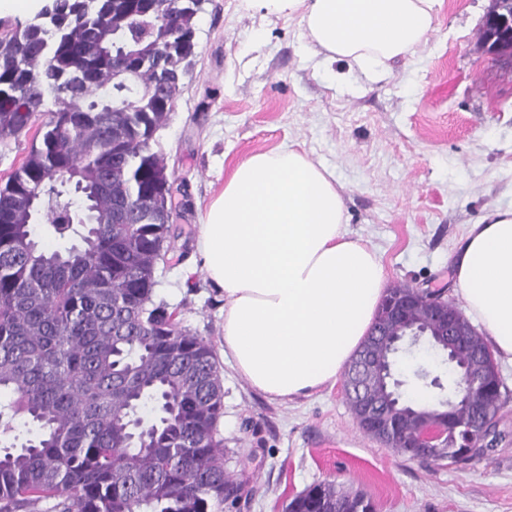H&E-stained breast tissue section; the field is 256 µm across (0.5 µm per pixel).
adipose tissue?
I'll list each match as a JSON object with an SVG mask.
<instances>
[{
	"label": "adipose tissue",
	"mask_w": 512,
	"mask_h": 512,
	"mask_svg": "<svg viewBox=\"0 0 512 512\" xmlns=\"http://www.w3.org/2000/svg\"><path fill=\"white\" fill-rule=\"evenodd\" d=\"M266 5L301 12L326 60L377 75L426 38L440 0ZM197 251L224 298V356L272 401L334 385L386 294L381 259L345 229L334 175L290 146L233 167L199 226ZM450 262L467 315L512 364V209L469 225Z\"/></svg>",
	"instance_id": "1"
}]
</instances>
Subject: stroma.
<instances>
[{
	"mask_svg": "<svg viewBox=\"0 0 512 512\" xmlns=\"http://www.w3.org/2000/svg\"><path fill=\"white\" fill-rule=\"evenodd\" d=\"M491 7L443 0L426 42L371 77L315 53L300 15L205 0L193 66L157 135L175 239L155 294L220 359L228 470L248 489L238 512H282L323 482L366 493L377 512H512V395L496 447L457 466L364 434L341 386L270 401L224 360V299L196 253L206 208L232 168L290 145L334 174L346 230L378 253L389 284L454 299L450 254L468 224L512 208V64L482 46Z\"/></svg>",
	"mask_w": 512,
	"mask_h": 512,
	"instance_id": "35a3bbf8",
	"label": "stroma"
}]
</instances>
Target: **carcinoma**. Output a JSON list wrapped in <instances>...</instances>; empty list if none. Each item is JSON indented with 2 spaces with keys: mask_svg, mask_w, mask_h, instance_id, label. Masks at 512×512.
<instances>
[{
  "mask_svg": "<svg viewBox=\"0 0 512 512\" xmlns=\"http://www.w3.org/2000/svg\"><path fill=\"white\" fill-rule=\"evenodd\" d=\"M200 2L52 0L48 18L0 32V139L36 129L0 187V512H222L245 493L224 470L213 347L155 299L174 231L154 145L195 55ZM121 66L136 86L113 82ZM39 222L81 245L42 250ZM466 341L458 360L484 372L496 435L506 391L483 336L472 327ZM146 407L156 418L138 429ZM423 424L398 419L408 436ZM483 454L479 436L448 440L459 464ZM284 512L376 509L321 483Z\"/></svg>",
  "mask_w": 512,
  "mask_h": 512,
  "instance_id": "obj_1",
  "label": "carcinoma"
}]
</instances>
